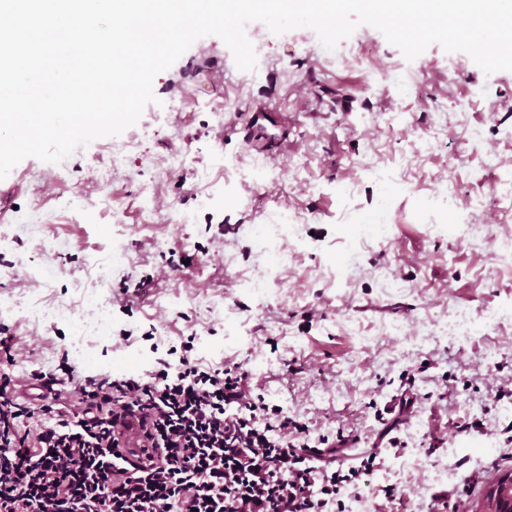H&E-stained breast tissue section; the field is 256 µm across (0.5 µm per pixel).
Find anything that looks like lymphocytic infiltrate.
Listing matches in <instances>:
<instances>
[{
	"label": "lymphocytic infiltrate",
	"mask_w": 512,
	"mask_h": 512,
	"mask_svg": "<svg viewBox=\"0 0 512 512\" xmlns=\"http://www.w3.org/2000/svg\"><path fill=\"white\" fill-rule=\"evenodd\" d=\"M178 365L130 376L0 371V512H341V490L373 468L337 461L348 436L302 440L305 423L266 403L239 365ZM76 394L69 404L68 394ZM43 419L37 437L24 425ZM138 422V472L119 475V426Z\"/></svg>",
	"instance_id": "obj_1"
}]
</instances>
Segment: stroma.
I'll return each instance as SVG.
<instances>
[{
    "instance_id": "obj_1",
    "label": "stroma",
    "mask_w": 512,
    "mask_h": 512,
    "mask_svg": "<svg viewBox=\"0 0 512 512\" xmlns=\"http://www.w3.org/2000/svg\"><path fill=\"white\" fill-rule=\"evenodd\" d=\"M255 31L259 79H246L225 43L208 36L205 48L190 47L155 77L158 101L135 125L76 151L63 176L33 157L13 168L14 193L0 204V234L11 242L0 251V290L28 294V269L50 262L58 276L49 295L72 294L113 239H127L135 260L108 280L113 338L99 350L102 362L129 351L174 362L184 342L205 334L223 345L225 362L250 371L267 401L305 422L310 439L360 435L351 463L379 443L378 413L415 395L397 444H380L379 466L342 500L426 512V486L452 493L454 512H465L486 482L512 471V318L462 342L437 329L459 309L480 318L512 308V268L488 242L512 234V218L493 209L494 187L512 171V140L501 137L512 128V71L485 74L468 54L437 44L409 60L369 25L330 54L309 28L283 36L259 22ZM394 67L418 71L412 92L382 86ZM217 99L234 130L224 139L210 111ZM256 112L285 122L253 121ZM470 129L481 144L467 141ZM116 150L124 155L117 167ZM179 152L189 164L159 173ZM377 170L393 184L376 181ZM445 177L484 202L466 222L451 220L439 199ZM147 188L162 214L150 226ZM384 192L389 239L350 235ZM78 198L92 208L72 207ZM277 210L295 217L303 246L260 300L234 280L260 272L252 227ZM181 214L190 223H177ZM384 272L407 291L383 290ZM211 294L223 296L238 335L202 307ZM69 334L50 320L0 323L17 374L54 367ZM387 485L400 491L394 501L382 493Z\"/></svg>"
}]
</instances>
